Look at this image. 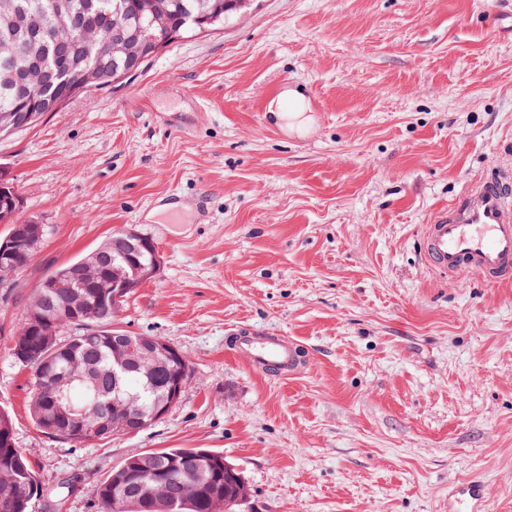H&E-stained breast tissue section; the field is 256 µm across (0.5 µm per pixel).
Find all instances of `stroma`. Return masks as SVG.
<instances>
[{
	"label": "stroma",
	"mask_w": 512,
	"mask_h": 512,
	"mask_svg": "<svg viewBox=\"0 0 512 512\" xmlns=\"http://www.w3.org/2000/svg\"><path fill=\"white\" fill-rule=\"evenodd\" d=\"M282 81L303 130L269 110ZM508 137L512 0H250L0 140L14 222L47 227L0 300V409L48 500L99 512L126 458L208 448L246 512H448L473 477L485 512H512V285L439 277L418 243L468 180L512 168ZM131 228L162 264L114 322L191 375L145 431L51 437L11 339L44 276ZM241 328L295 339L301 370L240 363Z\"/></svg>",
	"instance_id": "stroma-1"
}]
</instances>
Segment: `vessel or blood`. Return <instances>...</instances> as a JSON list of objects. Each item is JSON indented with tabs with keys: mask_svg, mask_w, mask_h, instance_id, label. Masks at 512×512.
Returning a JSON list of instances; mask_svg holds the SVG:
<instances>
[{
	"mask_svg": "<svg viewBox=\"0 0 512 512\" xmlns=\"http://www.w3.org/2000/svg\"><path fill=\"white\" fill-rule=\"evenodd\" d=\"M424 265L442 276L480 274L493 284L512 283V168L472 179L425 226L421 246ZM229 351L254 371L294 374L299 349L287 336L243 332ZM488 498L484 482L457 487L448 512H483Z\"/></svg>",
	"mask_w": 512,
	"mask_h": 512,
	"instance_id": "b4317fda",
	"label": "vessel or blood"
}]
</instances>
